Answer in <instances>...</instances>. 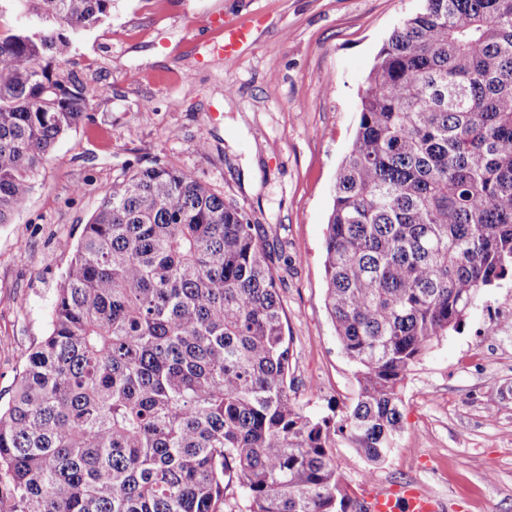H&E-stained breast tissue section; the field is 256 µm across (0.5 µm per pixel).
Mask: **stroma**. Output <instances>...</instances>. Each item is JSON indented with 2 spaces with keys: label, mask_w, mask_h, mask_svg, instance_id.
<instances>
[{
  "label": "stroma",
  "mask_w": 512,
  "mask_h": 512,
  "mask_svg": "<svg viewBox=\"0 0 512 512\" xmlns=\"http://www.w3.org/2000/svg\"><path fill=\"white\" fill-rule=\"evenodd\" d=\"M424 0H117L80 32L62 69L88 111L59 139L30 195L0 224V405L47 335L55 292L83 228L128 167L171 160L248 213L271 258L305 413L345 415L356 368L325 306L323 247L333 186L354 137L360 90L393 29ZM258 19L239 54H213L197 19ZM207 151H199V143ZM512 279L481 291L458 330L402 389V426L369 469L345 439L333 454L353 498L396 483L439 512H512Z\"/></svg>",
  "instance_id": "1"
}]
</instances>
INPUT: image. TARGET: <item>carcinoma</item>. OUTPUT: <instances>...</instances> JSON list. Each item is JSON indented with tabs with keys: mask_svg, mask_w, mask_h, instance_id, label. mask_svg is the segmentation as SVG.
<instances>
[{
	"mask_svg": "<svg viewBox=\"0 0 512 512\" xmlns=\"http://www.w3.org/2000/svg\"><path fill=\"white\" fill-rule=\"evenodd\" d=\"M0 224L85 117L59 68L115 0H9ZM382 46L325 237L326 308L355 364L341 418L304 414L256 225L169 160L126 170L85 224L51 328L0 407V512H366L332 448L384 463L400 389L512 277V0H424Z\"/></svg>",
	"mask_w": 512,
	"mask_h": 512,
	"instance_id": "cac0c4a2",
	"label": "carcinoma"
}]
</instances>
